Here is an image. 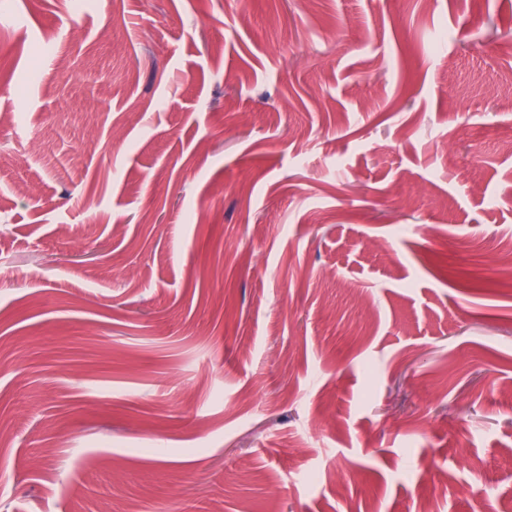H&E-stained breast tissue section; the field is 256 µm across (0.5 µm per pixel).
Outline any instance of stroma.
Here are the masks:
<instances>
[{
  "mask_svg": "<svg viewBox=\"0 0 512 512\" xmlns=\"http://www.w3.org/2000/svg\"><path fill=\"white\" fill-rule=\"evenodd\" d=\"M510 74L512 0H0V512H512Z\"/></svg>",
  "mask_w": 512,
  "mask_h": 512,
  "instance_id": "obj_1",
  "label": "stroma"
}]
</instances>
